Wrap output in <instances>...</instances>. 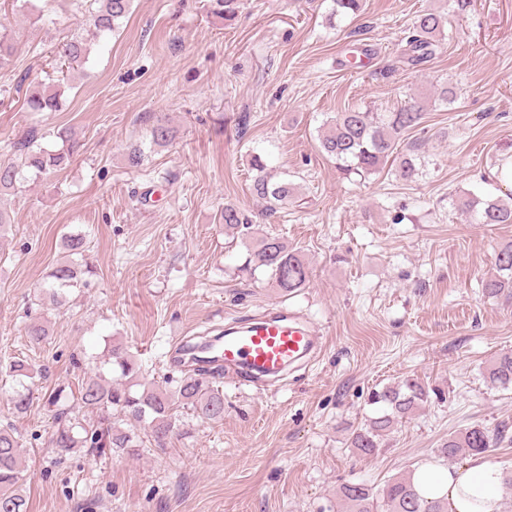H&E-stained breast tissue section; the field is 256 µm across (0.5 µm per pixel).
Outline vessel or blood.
Segmentation results:
<instances>
[{"instance_id": "b4317fda", "label": "vessel or blood", "mask_w": 512, "mask_h": 512, "mask_svg": "<svg viewBox=\"0 0 512 512\" xmlns=\"http://www.w3.org/2000/svg\"><path fill=\"white\" fill-rule=\"evenodd\" d=\"M322 347L319 330L298 318L274 312L226 326L216 346L228 382L283 375L314 357Z\"/></svg>"}]
</instances>
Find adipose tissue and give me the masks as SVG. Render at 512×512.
<instances>
[{"mask_svg":"<svg viewBox=\"0 0 512 512\" xmlns=\"http://www.w3.org/2000/svg\"><path fill=\"white\" fill-rule=\"evenodd\" d=\"M413 481L425 497L445 499L448 512H500V472L483 457L470 458L456 471L422 466Z\"/></svg>","mask_w":512,"mask_h":512,"instance_id":"obj_1","label":"adipose tissue"}]
</instances>
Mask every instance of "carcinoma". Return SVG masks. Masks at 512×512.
I'll return each mask as SVG.
<instances>
[{"label":"carcinoma","instance_id":"1","mask_svg":"<svg viewBox=\"0 0 512 512\" xmlns=\"http://www.w3.org/2000/svg\"><path fill=\"white\" fill-rule=\"evenodd\" d=\"M98 7L90 14L89 24L96 34L114 32L131 12L133 0H95ZM363 0H331L330 17L356 16ZM239 0H210L211 13L232 21L236 18ZM446 17L435 9L418 14L410 27V35L403 49V59L412 66L427 61L434 48L445 37ZM12 38L0 32V69L10 65L13 56ZM87 54L83 38L75 36L60 51L63 62L72 65L85 62ZM60 91H37L28 97V106L35 112H58L61 108ZM425 116L424 108L416 100L390 112H369L351 108L337 113L319 135L320 147L333 160L336 168L345 175L376 174L387 164L394 165V174L408 183L418 176V169L411 155L399 149L403 135L418 128ZM62 147L46 151L35 147L38 133L28 131L14 143V150L24 156V165L37 175H47L65 166L77 150V143L68 131L57 132ZM150 143L163 147L176 136V131L165 118H160L149 130ZM253 193L265 203L266 213L276 212L277 206L294 194L295 187L288 182H273L261 156L253 157ZM25 177L14 163L0 162V196L23 187ZM459 206L477 216L480 224H512V193L508 202L483 200L464 196ZM224 233L237 235L246 245L247 258L239 273L257 279V274L269 275L272 285L283 296H291L307 287L312 269L304 256L288 247L283 238L265 234L251 236L244 233L249 228L248 219L233 205H224L219 215ZM85 238L80 234L69 235L63 247L70 259L57 266L49 275L51 282L42 287L41 297L58 301L59 290L78 284L82 275L91 274L90 267L81 265L72 257L85 251ZM485 294L505 304H512V242L498 247L495 253L494 272L482 281ZM112 364L120 370V377L106 381L96 375L81 383L77 401L81 408L101 415L106 426L88 429L79 420L68 418L70 409L58 410L59 427L52 440L54 447L64 451L70 448H110L114 452L130 451L139 447L135 430L141 427L147 435L163 448L173 436L180 434L182 426L178 410L187 409L202 423L224 420V393L210 381V369L200 365L185 373L176 385L169 388L142 381L141 365L129 350L114 345L110 351ZM487 381L498 387L512 385V351L493 357L485 368ZM432 388L417 379L406 378L395 385L385 386L371 395V403L381 406V412L355 430L350 446L361 455L379 453L383 437L398 423L411 418L428 402ZM117 412L124 429L112 422V412ZM505 442L512 444V437L504 426L489 429L483 424H473L463 431L448 436L439 455L453 464L463 458L485 455ZM21 438L11 428H0V512H27V503L21 493L19 465ZM340 497L346 512H448L442 499H427L416 489L413 477L392 478L376 490L364 483H346L340 488Z\"/></svg>","mask_w":512,"mask_h":512}]
</instances>
